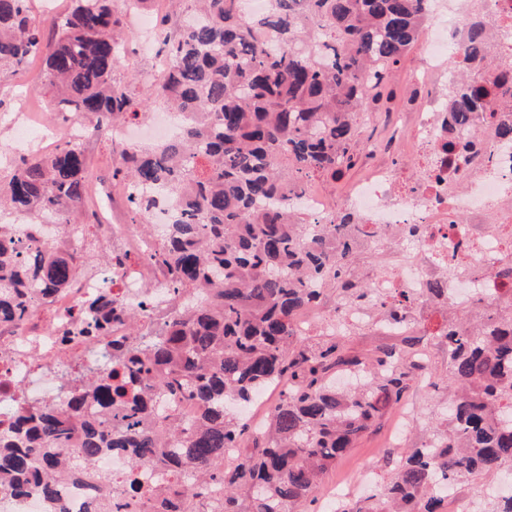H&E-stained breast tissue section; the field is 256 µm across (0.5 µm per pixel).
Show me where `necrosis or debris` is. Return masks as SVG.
Listing matches in <instances>:
<instances>
[{"mask_svg": "<svg viewBox=\"0 0 512 512\" xmlns=\"http://www.w3.org/2000/svg\"><path fill=\"white\" fill-rule=\"evenodd\" d=\"M484 14L492 25L495 52L485 61L491 75L512 68V0H430L431 16L449 15V23L428 26L422 37V62L414 82L424 88L410 121L393 118L394 137L382 144L386 158L369 164L362 180L344 197L332 194L325 183L309 181L298 195L289 197V211L326 222L337 211L355 215L366 231L391 226H417L416 237L405 239L402 258L371 278L380 293L406 291L416 302L399 321L384 320L383 332L395 336L414 335L429 317L425 291L431 280L448 282L449 298L468 302L477 299L512 300V280L495 276V269L512 262V145L498 141L493 133L473 140L471 147L449 146L448 111L451 82L445 62L455 33L471 12ZM14 140L0 147V155L14 157L26 152L35 141L67 139L82 143L91 132L83 124L68 121L33 130L28 113L13 115ZM417 161L416 179H405L397 158ZM464 223H454L456 215ZM107 286L113 298L131 302L146 298L143 321L153 325L157 313L168 306L165 280L131 275L127 268L111 269L101 276H88L59 292L49 303H36L28 319L13 326H0V421L9 422L19 396L33 400L55 397L51 372L58 367L84 364V342L66 340L65 334L88 293ZM47 324H39L42 314ZM365 306L339 307L336 317L322 308L303 311L297 318L301 335L319 331L340 333L365 322ZM88 488L84 479L59 481L56 496L34 490L17 497L0 486V512H86Z\"/></svg>", "mask_w": 512, "mask_h": 512, "instance_id": "4bbe7bcc", "label": "necrosis or debris"}]
</instances>
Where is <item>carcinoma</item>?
Wrapping results in <instances>:
<instances>
[{
	"mask_svg": "<svg viewBox=\"0 0 512 512\" xmlns=\"http://www.w3.org/2000/svg\"><path fill=\"white\" fill-rule=\"evenodd\" d=\"M143 2L73 0L51 20L48 38L30 0H0V68L41 58L63 121L80 117L103 133L138 117L143 100L188 115L180 136L126 146L112 171L131 223L150 226L156 210L168 214L142 262L164 271L169 300L182 303L137 333L143 305L90 293L74 335L93 350L116 322L130 339L77 373L63 369L54 399L18 409L0 431V482L25 496L38 474L50 494L69 470L112 453L130 463V491L148 466L182 477L179 493L158 492L148 512H202L197 487L206 480L224 485V500L209 512H308L336 458L425 368L409 358L414 336L366 362L347 354L343 336L310 343L297 332V314L329 290L389 319L415 298L380 300L348 280L347 261L361 248L351 214L314 231L284 201L305 180L334 181L351 166L361 119L418 43L427 0H268L251 17L240 0H195L202 19L161 34L171 65L142 99L114 70L124 16ZM465 24L469 36L456 54L468 78L453 84L450 121L472 117L509 139L512 112L494 109L482 74L490 22L474 16ZM256 27L278 43L253 42ZM89 187L84 150L67 141L0 162V213L24 215L32 227L19 239L0 223V323L21 322L31 299L78 280L84 225L71 216ZM61 223L72 234L53 244L38 238L37 225ZM426 296L448 310L446 281L430 282ZM438 337L450 356L448 429L397 459L378 493L336 512H444L448 485L512 468V311L492 312L476 328L460 317ZM274 384L278 398L252 431L238 410ZM184 403L194 408L191 420L180 416ZM226 448L243 457L226 461ZM481 512H512V495L488 494Z\"/></svg>",
	"mask_w": 512,
	"mask_h": 512,
	"instance_id": "obj_1",
	"label": "carcinoma"
}]
</instances>
